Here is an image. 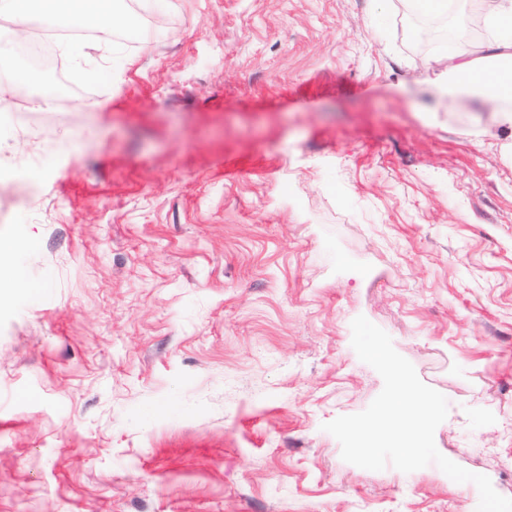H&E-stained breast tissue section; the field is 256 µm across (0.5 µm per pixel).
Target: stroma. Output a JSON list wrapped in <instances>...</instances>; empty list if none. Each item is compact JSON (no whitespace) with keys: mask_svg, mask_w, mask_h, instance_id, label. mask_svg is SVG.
<instances>
[{"mask_svg":"<svg viewBox=\"0 0 512 512\" xmlns=\"http://www.w3.org/2000/svg\"><path fill=\"white\" fill-rule=\"evenodd\" d=\"M171 3L58 47L99 111L30 110L0 61V512H473L324 431L383 389L360 315L512 498V161L429 111L402 9Z\"/></svg>","mask_w":512,"mask_h":512,"instance_id":"obj_1","label":"stroma"}]
</instances>
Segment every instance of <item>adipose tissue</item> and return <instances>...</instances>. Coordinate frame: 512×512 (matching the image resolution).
<instances>
[{
    "mask_svg": "<svg viewBox=\"0 0 512 512\" xmlns=\"http://www.w3.org/2000/svg\"><path fill=\"white\" fill-rule=\"evenodd\" d=\"M406 9L441 23L452 21L457 35L466 31L467 0H402ZM487 42L464 40L456 52L426 57L422 69L437 74V103L470 114L467 135H485L494 123L504 140L500 150L512 154V0H481ZM0 14L26 25L38 18L50 28L81 26L108 39L120 26L113 0H0Z\"/></svg>",
    "mask_w": 512,
    "mask_h": 512,
    "instance_id": "ef3b65f1",
    "label": "adipose tissue"
}]
</instances>
